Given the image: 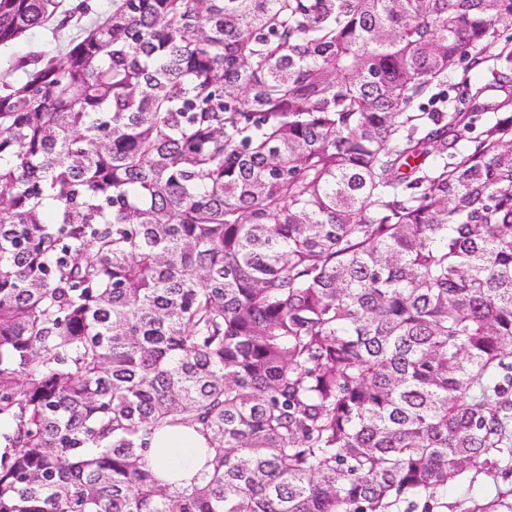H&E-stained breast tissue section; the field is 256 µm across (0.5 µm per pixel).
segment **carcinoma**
Listing matches in <instances>:
<instances>
[{
  "instance_id": "carcinoma-1",
  "label": "carcinoma",
  "mask_w": 512,
  "mask_h": 512,
  "mask_svg": "<svg viewBox=\"0 0 512 512\" xmlns=\"http://www.w3.org/2000/svg\"><path fill=\"white\" fill-rule=\"evenodd\" d=\"M61 6L0 0V46ZM511 25L512 0H112L18 59L0 512H429L512 455ZM176 425L210 450L182 487L148 460Z\"/></svg>"
}]
</instances>
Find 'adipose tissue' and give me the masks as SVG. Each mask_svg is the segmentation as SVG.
Wrapping results in <instances>:
<instances>
[{"mask_svg":"<svg viewBox=\"0 0 512 512\" xmlns=\"http://www.w3.org/2000/svg\"><path fill=\"white\" fill-rule=\"evenodd\" d=\"M207 448L206 439L193 428L166 427L153 437L149 460L160 479L187 481L204 465Z\"/></svg>","mask_w":512,"mask_h":512,"instance_id":"adipose-tissue-1","label":"adipose tissue"}]
</instances>
